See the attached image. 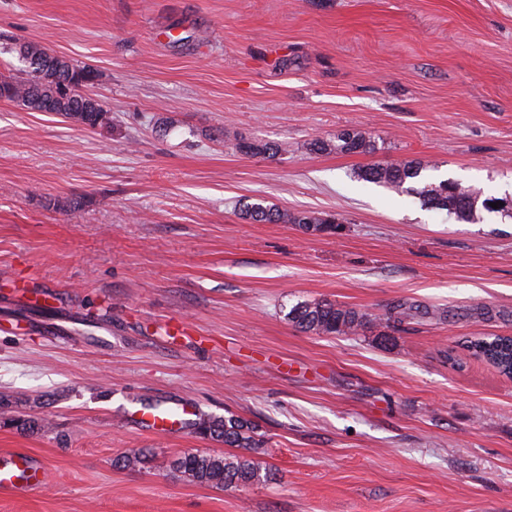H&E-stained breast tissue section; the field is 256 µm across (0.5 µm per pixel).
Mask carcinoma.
I'll return each instance as SVG.
<instances>
[{
  "mask_svg": "<svg viewBox=\"0 0 512 512\" xmlns=\"http://www.w3.org/2000/svg\"><path fill=\"white\" fill-rule=\"evenodd\" d=\"M19 57L29 64L26 76L0 80V98L16 103L32 112H58L78 123H93V112L81 111L82 103L58 97L61 79L81 76L94 79L92 70L77 67L55 56L36 43H17L13 47ZM42 67L40 81L32 84L30 77L36 67ZM239 149L250 154L277 155L287 151L282 145L243 142ZM316 151H334L338 154L373 152L375 141L360 130H342L336 139L313 143ZM428 165L420 160L399 163L374 164L357 172L358 178L380 184L397 194L415 196L430 209L446 211L456 222L477 224L485 211L481 195L472 187L457 180L439 182L428 180ZM243 218L264 224H295L306 233L334 234L340 230L335 218L314 211H282L262 201L239 203ZM428 315V310L407 302L392 306L385 314L384 325L389 327ZM287 319L295 327L316 335L352 336L373 322L371 315L355 308L326 300L300 302L289 310ZM466 350L474 357L492 366L500 374L512 378V336H472L465 341ZM10 422L32 432L44 431L50 423L35 417H15ZM195 432L221 441L238 452L214 455L207 452H185L169 463L170 469L184 479L216 488H238L261 479L262 465L252 453L260 447L251 423L237 416L201 414L189 423Z\"/></svg>",
  "mask_w": 512,
  "mask_h": 512,
  "instance_id": "carcinoma-1",
  "label": "carcinoma"
}]
</instances>
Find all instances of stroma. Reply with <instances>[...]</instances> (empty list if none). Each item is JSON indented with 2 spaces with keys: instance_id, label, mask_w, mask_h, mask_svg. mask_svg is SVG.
<instances>
[{
  "instance_id": "obj_1",
  "label": "stroma",
  "mask_w": 512,
  "mask_h": 512,
  "mask_svg": "<svg viewBox=\"0 0 512 512\" xmlns=\"http://www.w3.org/2000/svg\"><path fill=\"white\" fill-rule=\"evenodd\" d=\"M17 42L93 70L112 125L0 99V394L51 423H0V454L46 468L0 512H512V379L462 347L512 336V223L354 176L420 159L512 197V0H0V79L28 68ZM344 129L376 152L309 150ZM245 197L342 228L252 223ZM322 299L428 314L356 336L288 322ZM483 306L504 319L470 317ZM180 401L250 421L268 478L174 476L224 444L127 414Z\"/></svg>"
}]
</instances>
